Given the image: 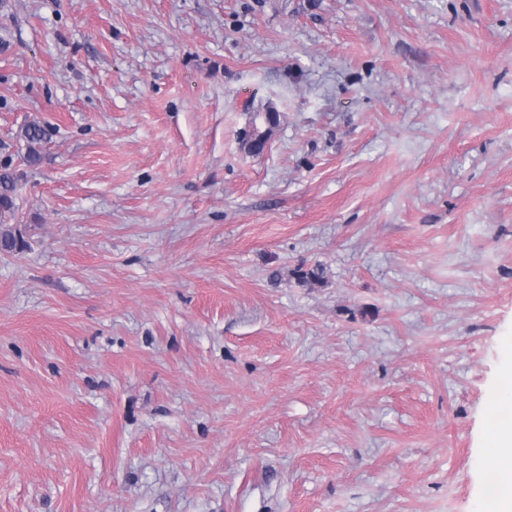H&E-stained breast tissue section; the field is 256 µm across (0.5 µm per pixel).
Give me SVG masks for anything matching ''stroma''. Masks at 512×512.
Returning a JSON list of instances; mask_svg holds the SVG:
<instances>
[{"mask_svg":"<svg viewBox=\"0 0 512 512\" xmlns=\"http://www.w3.org/2000/svg\"><path fill=\"white\" fill-rule=\"evenodd\" d=\"M4 162L0 512H486L512 0H6ZM26 153L24 160L29 166L37 165L42 159V147L46 139L45 129L40 125L31 124L24 129ZM10 167V164H6L0 169V244L4 252L22 250L26 246L23 237L19 233L16 234L13 227L7 223V220H11L15 215L13 194L16 181Z\"/></svg>","mask_w":512,"mask_h":512,"instance_id":"obj_1","label":"stroma"}]
</instances>
